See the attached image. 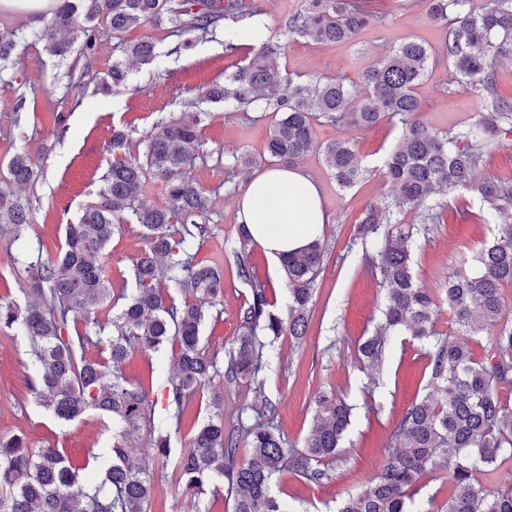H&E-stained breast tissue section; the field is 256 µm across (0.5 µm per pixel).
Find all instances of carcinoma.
I'll list each match as a JSON object with an SVG mask.
<instances>
[{"label":"carcinoma","instance_id":"cac0c4a2","mask_svg":"<svg viewBox=\"0 0 512 512\" xmlns=\"http://www.w3.org/2000/svg\"><path fill=\"white\" fill-rule=\"evenodd\" d=\"M288 17V32L330 45L355 41L375 20L366 0H303ZM431 19L448 28L443 54L448 84L469 86L480 99L481 112L463 126L438 132L420 116L417 88L425 77L432 51L415 39L401 41L369 67L360 82L321 78L303 83L282 72L271 58L285 46L265 35L263 13L245 0H58L39 38L54 56L77 52L94 55L95 22L104 20L114 33L164 20L189 48L212 36L228 20L244 22L249 61L230 73L224 84L200 90L199 101L233 105L241 112H274L278 116L266 144L267 157L292 163L314 151L336 183L349 189L366 169L353 140L317 143L314 125L325 119L347 129L366 130L385 117L402 126L399 146L384 162L383 175L398 206L419 210L422 224L441 214L432 196L443 189L464 188L489 209H512V178L479 179L483 148L512 136V95L498 91L495 64L512 55V0H429ZM21 36L0 32V62H8ZM125 56L150 63L156 44L143 39L125 45ZM128 71L112 63L102 89L125 87ZM200 118L161 122L149 132L143 156L115 157L98 194L76 224L65 228L61 255L23 262L25 305L0 303V330L18 328L33 343L39 367L34 391L41 406L60 421H73L88 410L115 425L111 462L104 478L86 493L79 485L93 479L60 448L33 449L19 436L0 438V512H148L153 491L150 465L131 457L125 436L150 421L154 402L139 384L123 374V363L134 351L156 352L177 346V377L165 394V413L180 420L186 400L204 393L219 373L216 358L202 344L201 328L210 308L224 297L223 275L196 260L197 241L206 232L211 198L187 174L194 165ZM10 182L35 181L38 172L23 154L8 165ZM164 183L170 207L139 204L146 181ZM388 206L368 205L361 224L378 230ZM131 220L147 232L148 246L132 259L136 288L132 294L112 290L102 256L120 224ZM31 223V209L10 189L0 187V226L18 231ZM410 236L397 229L379 251L387 290L385 322L358 346L361 361L382 358L385 336L403 327L415 339L434 340L429 352L428 384L435 393L414 400L392 433L395 451L380 472L359 493L350 494L337 512H407V500L419 491L430 472L446 471L452 483L448 501L437 512H512V486L490 489L487 477L501 455L512 457V410L497 388L512 375V321L502 317L503 287L512 285V225L476 257V271L448 277L445 295L457 337L448 339L435 328L439 307L434 294L414 282ZM317 241L283 261L288 276V321L271 311L268 291L239 258L238 276L250 285V297L239 310L243 332L229 351L225 377L246 381L262 393L263 349L260 336L305 335L312 302L311 284L324 260ZM186 294L179 299L164 290L160 272ZM487 336L484 358L474 357L467 341ZM105 346L107 357L91 360L86 347ZM313 423L302 449L288 445L271 423L242 420L230 426L223 414L208 417L181 453L175 483L199 496L222 478L233 498V512H286L272 486L291 474L320 484L329 478L350 424L352 405L334 390L316 393ZM152 457L169 453L166 427H152ZM247 455H242V451Z\"/></svg>","mask_w":512,"mask_h":512}]
</instances>
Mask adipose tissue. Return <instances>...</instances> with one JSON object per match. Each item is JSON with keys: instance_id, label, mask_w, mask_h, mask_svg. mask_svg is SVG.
Here are the masks:
<instances>
[{"instance_id": "adipose-tissue-1", "label": "adipose tissue", "mask_w": 512, "mask_h": 512, "mask_svg": "<svg viewBox=\"0 0 512 512\" xmlns=\"http://www.w3.org/2000/svg\"><path fill=\"white\" fill-rule=\"evenodd\" d=\"M236 220L278 264L319 241L328 216L314 182L297 170L276 167L260 170L248 183Z\"/></svg>"}]
</instances>
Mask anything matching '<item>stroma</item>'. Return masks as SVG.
Segmentation results:
<instances>
[{
    "instance_id": "stroma-1",
    "label": "stroma",
    "mask_w": 512,
    "mask_h": 512,
    "mask_svg": "<svg viewBox=\"0 0 512 512\" xmlns=\"http://www.w3.org/2000/svg\"><path fill=\"white\" fill-rule=\"evenodd\" d=\"M252 4L263 12L269 36L286 47L278 65L297 75L355 80L404 39L421 40L434 52L444 41V29L431 21L425 0L405 12L396 11L394 0H373L380 21L366 27L356 42L341 45L289 34L285 22L300 9L302 0H252ZM42 18L39 12L21 14L0 8V31L14 30L24 36L13 52V66L0 72V183L7 181V165L20 153L40 170L33 184L18 191L22 201L31 205V224L18 234L0 229V302L27 300L25 275L17 271L14 258L25 252L57 256L66 225L77 223L84 207L97 200L113 161L108 148L113 129L126 131V151L138 155L146 150L144 138L152 126L199 110L203 113L199 157L190 174L210 192L212 207L204 221L206 234L197 259L224 276V300L209 313L202 334L209 352L226 360L230 344L241 333L239 309L250 294L249 285L238 277L239 253H246L256 280L273 289L276 311L283 316L288 313L286 273L273 272L268 254L258 244L241 245L236 221L242 192L254 170L264 166L262 156L274 116L195 102L200 88L223 82L225 74L245 64V54L224 50L225 37L238 33L240 24L226 22L223 32L183 50L169 22L123 33L112 32L102 23L95 60L89 65L75 54L64 60L51 55L38 37ZM144 37L155 42L158 57L149 64H131L123 93L98 92L113 61L121 58L124 44ZM80 83L86 95H79ZM418 96L423 119L437 130L472 122L481 110L471 90L449 85L448 66L443 62L430 68ZM399 135L397 121L388 119L369 130L353 131L367 174L348 190L337 185L318 153L294 164L319 187L329 217L322 236L328 249L313 284L307 332L299 339L284 335L277 340L265 358L262 393L275 407V427L296 448L303 447L309 433L318 391L343 393L354 410L341 455L330 466L329 481L313 485L288 475L273 486V493L291 512L302 506L309 512H336L343 497L364 489L388 458L396 422L415 398L428 392L429 346L409 333L388 336L380 364L364 367L355 357L358 344L383 321L385 290L371 258L384 245L389 230L383 224L377 233L364 235L360 220L368 204L393 199L380 168ZM240 157L252 159L253 169L238 166ZM439 197L445 206L444 219L415 235L412 273L419 285L435 292L440 308L436 328L451 336L455 328L442 292L444 283L449 274L472 266L475 252L493 242L507 217L488 211L462 188L440 192ZM147 244L137 224L123 225L113 236L103 257L113 288H134L131 260ZM123 372L149 391L156 403L154 418L163 420L162 398L176 374L171 347L133 353ZM37 375L28 337L0 333V437L21 435L34 448L65 449L71 458L88 462L91 474L103 477L112 444L111 422L93 411L72 422L55 419L38 404L31 388ZM216 393L224 396L225 421L240 414L246 423H254L257 394L249 383L229 385L217 377L204 394L190 397L181 420L167 425V460L152 463L149 512H195L199 506L207 512H233V500L226 491L197 499L174 482L175 464L211 413V397Z\"/></svg>"
}]
</instances>
